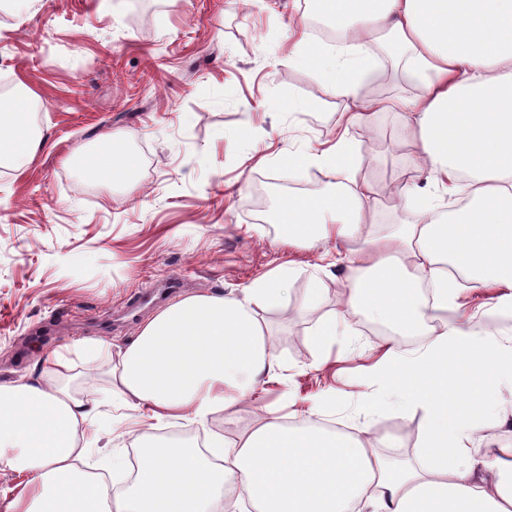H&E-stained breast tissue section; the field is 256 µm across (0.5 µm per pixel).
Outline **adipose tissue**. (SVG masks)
Here are the masks:
<instances>
[{"mask_svg": "<svg viewBox=\"0 0 512 512\" xmlns=\"http://www.w3.org/2000/svg\"><path fill=\"white\" fill-rule=\"evenodd\" d=\"M342 34L316 47L299 42L324 85L350 100V127L396 112L417 143L412 168L434 192L400 182L392 193L411 217L366 231L375 190L350 174L359 158L348 138L329 149L307 146L291 167H316L331 179L274 213L284 243L307 250L343 244L353 274L350 315L397 336H422L415 355L390 346L378 375L403 413L421 412L418 461L396 462L353 434L270 415L248 434L216 439L209 459L185 445L141 436L128 493L82 470L84 439L101 405L71 385V358L54 353L42 379L0 383V473L25 475L26 487L0 512H218L245 495L254 512H512V443L472 446L483 426L503 417L500 383L512 385V338L465 319L458 282L490 293L486 316L512 318V0H317ZM397 42L411 97L367 98L379 76L372 42L379 30ZM34 97L12 99L0 122V162L28 163ZM139 159L121 137L85 156L98 179L124 181ZM459 199L442 212L444 197ZM289 274L255 283L242 296L189 295L157 312L112 359L113 401L154 421L206 423L233 408L281 364L258 317L280 306Z\"/></svg>", "mask_w": 512, "mask_h": 512, "instance_id": "1", "label": "adipose tissue"}]
</instances>
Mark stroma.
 Listing matches in <instances>:
<instances>
[{"mask_svg":"<svg viewBox=\"0 0 512 512\" xmlns=\"http://www.w3.org/2000/svg\"><path fill=\"white\" fill-rule=\"evenodd\" d=\"M35 0L30 11L0 0V84L37 95L42 143L21 170L0 165V383L41 377L44 359L92 338L121 346L168 304L193 294L238 296L292 268L281 306L260 310L285 378L260 384L233 415L189 425L191 441L235 439L282 409L293 423H338L377 451L416 460L415 414L382 395L376 366L383 335L366 318L317 350L311 330L340 311L350 269L324 267L335 242L288 246L258 202L269 180L279 198L293 185L289 153L332 145L346 98L294 62L288 22L301 0ZM402 117L372 116L349 130L357 180L378 192L373 219L407 218L387 184L410 171L415 147ZM128 137L139 166L123 184L89 176L84 154L108 136ZM324 301L304 303L313 276ZM108 351L78 359L74 385L106 398ZM141 426L118 413L100 430L92 458L118 459L122 491Z\"/></svg>","mask_w":512,"mask_h":512,"instance_id":"35a3bbf8","label":"stroma"}]
</instances>
